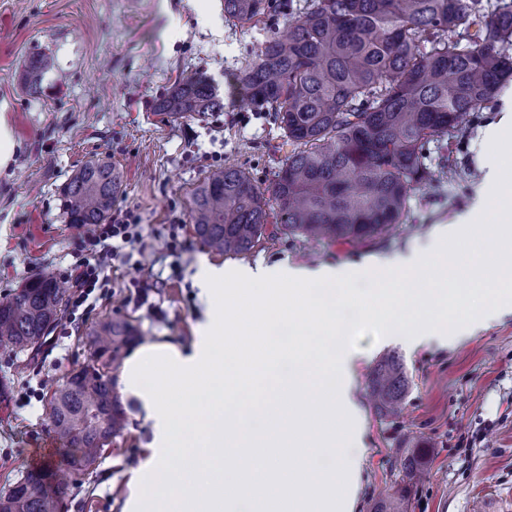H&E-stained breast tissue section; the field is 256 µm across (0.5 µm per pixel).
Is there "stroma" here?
<instances>
[{
	"label": "stroma",
	"mask_w": 512,
	"mask_h": 512,
	"mask_svg": "<svg viewBox=\"0 0 512 512\" xmlns=\"http://www.w3.org/2000/svg\"><path fill=\"white\" fill-rule=\"evenodd\" d=\"M264 27H231L223 0H0V113L18 144L15 161L0 172V298L30 278L65 279L75 246L87 229L64 223L59 191L73 170L92 159L112 162L121 176L115 209L134 212L142 239L111 274L112 286L93 311L54 327L37 354L0 347V491L29 468H61L65 445L50 426V389L90 358L88 331L106 318H126L141 336L190 344L202 319L197 272L207 254L194 238L189 196L214 168L247 170L268 187L286 153L266 113L249 108L235 75L264 38ZM55 67L37 89L22 75L39 56ZM212 78L223 111L170 122L153 101L178 78ZM484 113L464 129L458 164L446 167L432 151L435 186L416 191L400 229L359 247L324 245L279 229L251 254L259 261L314 268L387 257L431 238L469 205L481 183L476 158L480 131L497 121ZM174 237L171 251L158 243ZM159 279L146 298L136 281ZM348 346L356 356L355 397L368 431L369 456L358 512L394 479L387 460L406 436L432 447L429 476L413 490L408 512H512V314L448 346L430 342L412 350L385 336L380 325L353 316ZM398 356L409 380L404 416L379 417L368 378L386 355ZM473 447H458L461 435ZM151 440L140 421L102 450L95 468L73 478L67 512H123L130 481Z\"/></svg>",
	"instance_id": "stroma-1"
}]
</instances>
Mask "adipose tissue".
<instances>
[{
    "label": "adipose tissue",
    "instance_id": "adipose-tissue-1",
    "mask_svg": "<svg viewBox=\"0 0 512 512\" xmlns=\"http://www.w3.org/2000/svg\"><path fill=\"white\" fill-rule=\"evenodd\" d=\"M501 103L478 141L482 189L471 210L484 223L480 251L468 253L452 226L378 268L279 262L227 272L202 263L205 311L192 343L144 342L118 371L121 394L151 432L127 512H354L366 442L340 312L358 305L415 348L512 310V88ZM473 292L480 304L461 311ZM283 319L289 341L267 339ZM297 449L333 464L284 470Z\"/></svg>",
    "mask_w": 512,
    "mask_h": 512
}]
</instances>
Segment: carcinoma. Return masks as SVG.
Here are the masks:
<instances>
[{"label": "carcinoma", "mask_w": 512, "mask_h": 512, "mask_svg": "<svg viewBox=\"0 0 512 512\" xmlns=\"http://www.w3.org/2000/svg\"><path fill=\"white\" fill-rule=\"evenodd\" d=\"M278 16L283 26L266 35L238 80L249 105L271 115L288 156L265 189L244 169L210 171L190 194L194 237L226 257L259 246L273 220L313 242L384 239L403 223L414 190L433 181L430 145L457 151L465 125L512 81V0H224V20L235 27ZM52 66L38 57L26 84L38 87ZM153 110L172 120L204 116L224 111V96L212 79L192 74ZM120 189L112 163L82 164L61 188L66 223H107ZM66 305L55 277L29 279L0 299V345L38 351ZM136 337L131 321H104L89 333L91 357L116 369ZM368 390L380 416L398 418L407 396L399 360H381ZM50 423L66 445V466L91 469L127 416L112 377L80 368L53 385ZM428 455L422 442L400 450L389 462L396 479L374 512H405ZM16 485L0 493V512H61L71 490L39 467Z\"/></svg>", "instance_id": "carcinoma-1"}]
</instances>
